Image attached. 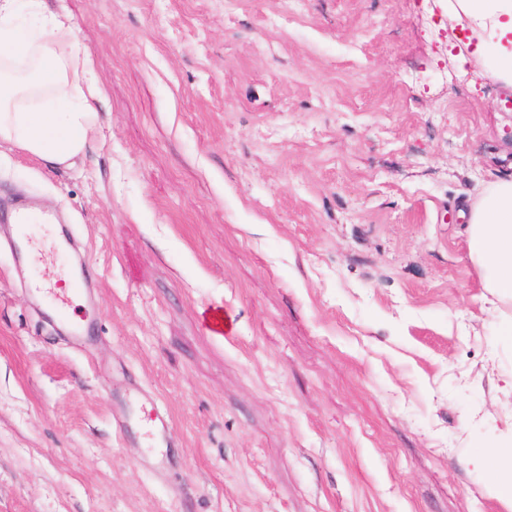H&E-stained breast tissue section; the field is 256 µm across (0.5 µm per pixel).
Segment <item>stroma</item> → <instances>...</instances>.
I'll return each mask as SVG.
<instances>
[{"label":"stroma","instance_id":"35a3bbf8","mask_svg":"<svg viewBox=\"0 0 512 512\" xmlns=\"http://www.w3.org/2000/svg\"><path fill=\"white\" fill-rule=\"evenodd\" d=\"M46 3L102 129L0 148V512H506L467 460L512 451V341L460 217L512 176L493 34L448 0ZM20 202L76 248L17 261ZM66 268L83 349L28 287ZM149 437H152L154 442L156 444H159L162 446V448H165V451H163L159 456H157L154 460V467L159 472H164L168 469L169 465L171 464L170 456L168 453V448H170V441L166 434V430L164 427H159L152 425L148 428L147 432Z\"/></svg>","mask_w":512,"mask_h":512}]
</instances>
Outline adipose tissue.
Masks as SVG:
<instances>
[{"label": "adipose tissue", "instance_id": "ef3b65f1", "mask_svg": "<svg viewBox=\"0 0 512 512\" xmlns=\"http://www.w3.org/2000/svg\"><path fill=\"white\" fill-rule=\"evenodd\" d=\"M34 22L12 28L17 0H0V146L67 163L95 140L100 90L81 58L72 24L31 0ZM475 35L496 38L494 71L512 84V0H457ZM468 258L496 311L512 308V178L488 184L470 208Z\"/></svg>", "mask_w": 512, "mask_h": 512}]
</instances>
